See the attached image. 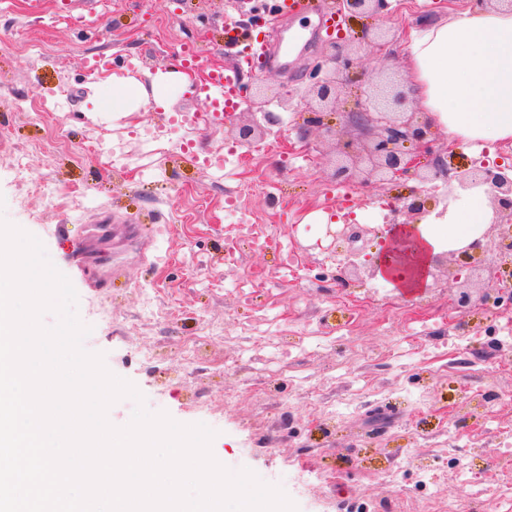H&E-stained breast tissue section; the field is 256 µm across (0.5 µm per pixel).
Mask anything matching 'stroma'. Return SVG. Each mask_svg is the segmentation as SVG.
I'll return each instance as SVG.
<instances>
[{"label": "stroma", "mask_w": 512, "mask_h": 512, "mask_svg": "<svg viewBox=\"0 0 512 512\" xmlns=\"http://www.w3.org/2000/svg\"><path fill=\"white\" fill-rule=\"evenodd\" d=\"M24 2L0 0V216L37 237L74 286L79 319L91 328L84 349L103 354L108 370L133 383L150 411L213 429L219 462L281 487L297 512H321L311 487L326 475L336 480L337 501L371 503L385 496L379 473L388 454L444 424L459 430L461 439L433 461V491L468 501L469 485L454 475L459 465L497 484L499 439L512 438V346L492 328L501 311L494 301L498 289L489 288L490 300L479 310L459 311L471 330L462 350H448L438 335L415 336L403 360L393 357L403 329L389 319L386 302L418 318L421 300L438 292L442 299L433 314L447 315L457 287L443 276L414 294L369 279L379 301L357 303L356 335L340 332L343 312L330 305L338 255L329 248L326 225L305 218L319 210L339 212L346 223L380 227L389 204L409 195L414 184L356 185L349 197H340L334 138L313 133L305 148L297 130L310 73L324 62L329 42L344 39L358 58L336 105L347 112L369 78L405 80L412 28L444 19L471 0H386L375 14L336 19L331 31L318 26L320 17L331 15V0H313L316 13L294 17L279 15L278 0H53L39 15L29 14ZM268 21L276 46L288 49L287 60L244 75V104L223 125L183 129L180 118L204 105L177 86L169 90L166 111L152 103L125 113L97 110L98 95L112 93L96 88L108 73L139 79L169 70L184 41L195 44L205 65H224L235 54L226 28L255 29ZM369 26L386 32L385 45L364 42ZM91 57L109 60V70L88 72ZM18 98L26 99L28 114L15 112ZM268 112L279 113L282 123L267 126L262 141L240 146L235 128L263 122ZM155 128L164 139L194 140L195 155L171 151L158 156L155 168H141L148 146L138 136ZM19 151L25 155L21 172L12 163ZM43 178L54 183L56 204L27 190V183ZM236 183L248 187L239 209L252 213L269 236L264 242L233 240L229 255L226 227L235 216L224 205V188ZM95 219L112 226V258L104 264L96 260ZM130 224L156 225L160 232L146 246L126 236ZM290 247L301 250V278H274ZM97 303L110 307L113 322L94 314ZM302 311L338 330L335 348L309 341L293 354L318 388L335 364L348 367L338 385L354 394L356 411L335 427L311 411L290 373L272 381L288 402L282 412L232 401L234 391L252 384L246 374L204 370L199 382L179 379L181 342L199 335L203 322L221 321L232 332L259 316L286 320ZM148 349L156 350L157 360L144 359ZM359 349L369 354V366L353 360ZM442 364L447 375H435ZM361 372L370 388L356 382ZM394 385L401 394L391 393ZM279 419L285 430L272 433Z\"/></svg>", "instance_id": "obj_1"}]
</instances>
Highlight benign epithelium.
<instances>
[{"label":"benign epithelium","instance_id":"7a95c632","mask_svg":"<svg viewBox=\"0 0 512 512\" xmlns=\"http://www.w3.org/2000/svg\"><path fill=\"white\" fill-rule=\"evenodd\" d=\"M340 12L347 17L370 15L383 8L385 0H338ZM325 71L322 77L308 88L306 103L309 117L299 127L302 139H307L314 131L330 132L323 122L320 111L312 101L320 104L336 103L339 89L349 79L353 66L348 45L342 40L330 43L325 59ZM412 90L389 80H379L373 84L372 93L358 101L357 107L345 113V126L359 132L356 138L342 139L336 143V161L334 178L338 181L353 182L362 186L392 182L399 179L425 184L444 178L448 180V196L457 191H467L477 186L490 188V204L494 210V221L483 237L467 247L445 254L449 263L445 268L446 277L459 283L460 291L456 298L459 309H470L486 302L488 295L474 288V281H484L494 287L500 286L497 266L486 262L487 254L496 253L497 259L504 264L511 260L512 252V165L502 167L498 164L483 163L467 169H456L447 165L443 153L433 150L436 140L431 120L423 113L409 106L412 102ZM265 129L258 124H245L238 130V137L250 142L263 139ZM394 215H403L406 220H392L386 227L399 226L412 229L429 213L425 208L421 193L414 189L410 198L401 197L391 205ZM374 233L370 228H360L355 224L328 231L333 241L347 244L349 256L340 268L336 280L342 285L363 283L377 274L382 258L391 257L403 266V274L409 275L414 267L409 263L414 243L403 237L385 240L378 254L370 258L369 269L353 261L363 251L359 242Z\"/></svg>","mask_w":512,"mask_h":512}]
</instances>
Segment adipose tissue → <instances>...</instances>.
Returning <instances> with one entry per match:
<instances>
[{"label": "adipose tissue", "mask_w": 512, "mask_h": 512, "mask_svg": "<svg viewBox=\"0 0 512 512\" xmlns=\"http://www.w3.org/2000/svg\"><path fill=\"white\" fill-rule=\"evenodd\" d=\"M407 78L420 107L450 142H511L512 12L477 6L425 22L410 35ZM173 82L186 88L192 79L185 72L159 71L145 83L115 75L107 80L111 96L99 99L97 107L123 112L130 101L150 97L165 109V90ZM492 220L488 187L449 200L447 208L428 213L419 224L413 266L425 268L430 255L469 245Z\"/></svg>", "instance_id": "adipose-tissue-1"}]
</instances>
